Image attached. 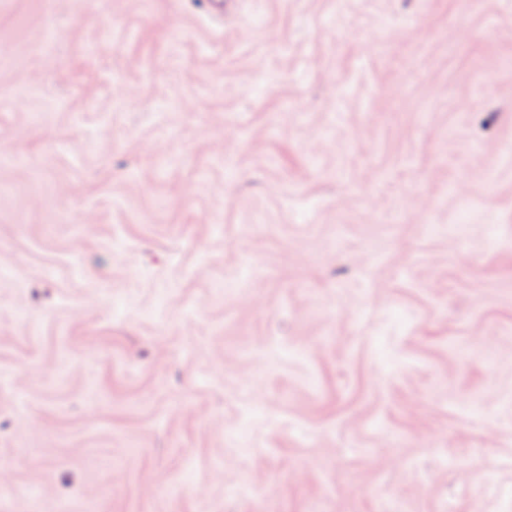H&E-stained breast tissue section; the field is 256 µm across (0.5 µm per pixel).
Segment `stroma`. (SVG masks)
Instances as JSON below:
<instances>
[{"instance_id": "obj_1", "label": "stroma", "mask_w": 512, "mask_h": 512, "mask_svg": "<svg viewBox=\"0 0 512 512\" xmlns=\"http://www.w3.org/2000/svg\"><path fill=\"white\" fill-rule=\"evenodd\" d=\"M512 512V0H0V512Z\"/></svg>"}]
</instances>
